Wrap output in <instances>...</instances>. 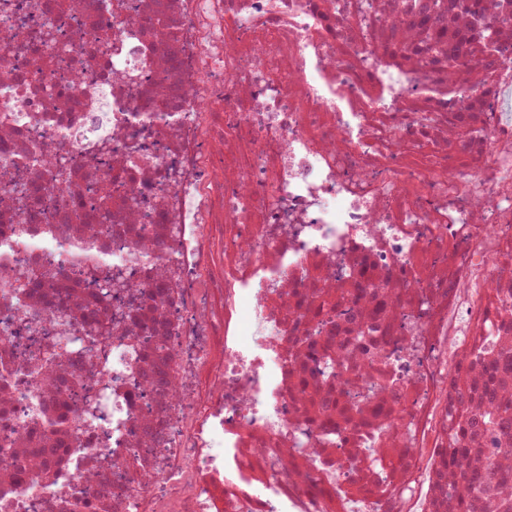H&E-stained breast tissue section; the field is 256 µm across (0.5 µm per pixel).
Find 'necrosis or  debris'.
Instances as JSON below:
<instances>
[{
    "label": "necrosis or debris",
    "instance_id": "1",
    "mask_svg": "<svg viewBox=\"0 0 512 512\" xmlns=\"http://www.w3.org/2000/svg\"><path fill=\"white\" fill-rule=\"evenodd\" d=\"M484 3L0 0L33 196L0 184V512H455L460 411L512 354Z\"/></svg>",
    "mask_w": 512,
    "mask_h": 512
}]
</instances>
